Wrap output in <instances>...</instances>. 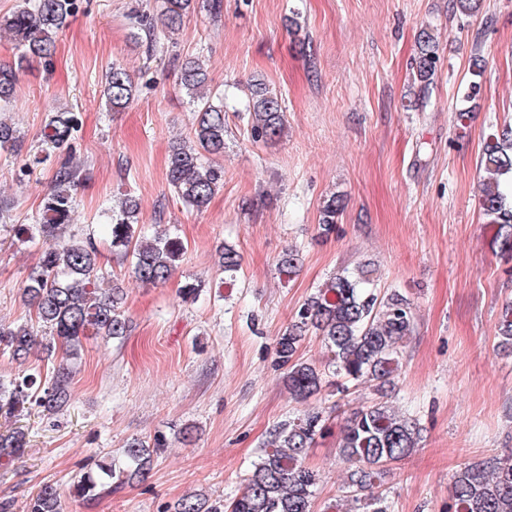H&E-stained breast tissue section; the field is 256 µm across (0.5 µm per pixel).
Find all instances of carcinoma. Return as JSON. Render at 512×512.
Segmentation results:
<instances>
[{
	"label": "carcinoma",
	"instance_id": "1",
	"mask_svg": "<svg viewBox=\"0 0 512 512\" xmlns=\"http://www.w3.org/2000/svg\"><path fill=\"white\" fill-rule=\"evenodd\" d=\"M197 0H163L162 34L165 38L180 31L186 14L196 10ZM76 11V0H22L12 14L0 20V30L9 33L17 55L0 63V106L14 99L19 72L33 63L46 61L55 53L56 36ZM438 57L432 36H420L416 71L421 90L436 71ZM178 86L195 112L193 144L176 142L167 156L166 178L175 196L185 206L204 208L224 184V171L209 157L224 154V100L206 91L208 73L199 57L182 60ZM103 97L112 112L125 110L134 100L136 85L129 71L114 63L105 72ZM251 132L257 139L274 140L284 133V110L278 94L262 81L251 85L247 106ZM73 112L60 110L51 115L43 131V145L54 150L72 148L78 129ZM20 147L14 125L0 120V150L15 152ZM485 176L480 205L496 237L512 247V125L490 134L481 160ZM80 181L71 155L61 158L54 184L36 223L24 229L28 241L53 240L29 273L22 298L30 306L38 326L27 323H0V350L21 365L32 357L48 360L62 353L67 364L50 374L41 369L21 380L0 379V416L7 418L25 404L33 403L45 415H55L70 401L73 371L81 360L83 341L98 336L121 343L132 323L124 314L122 288L102 287L101 255L94 240L75 234L65 236L76 202ZM342 210V201L331 196L321 210L322 230L328 232ZM105 231L112 246L132 257L131 273L146 284H164L176 268V260L187 246L177 236L148 235L138 224V202L124 194L119 212L108 215ZM298 254L290 250L279 259V272L290 280L297 272ZM241 255L231 247L219 250L218 266L224 284L234 287ZM370 270L362 265L343 270L329 278L310 296L297 313V320L277 338L276 355L288 366V392L298 402L317 395L325 383L315 366L296 358L299 342L308 332L318 335L329 354L336 392L348 390V383H374L383 392L401 367L403 343L409 335L414 314L410 301L398 293L379 296L370 285ZM499 344L512 347V301L503 304L498 329ZM325 412L309 410L294 422L278 426L270 447L252 464L241 496L229 504L212 501L201 493L181 497L174 512H313L319 483L318 473L306 462L308 449L326 429ZM414 420L399 414L386 401H373L349 414L341 429L338 448L350 471L343 497L328 503L326 512H389L388 498L374 488L380 486L384 468L407 456L417 445ZM164 440L149 443L134 439L120 456L97 464L73 485V495L97 499L112 494V486H122L150 471L154 449ZM28 447L27 432L21 426L0 431V458L22 455ZM454 512H512V461L490 459L461 468L453 480ZM27 512H61L56 485L42 484Z\"/></svg>",
	"mask_w": 512,
	"mask_h": 512
}]
</instances>
